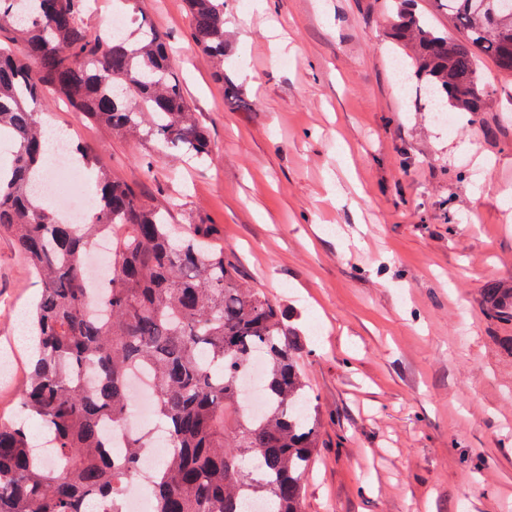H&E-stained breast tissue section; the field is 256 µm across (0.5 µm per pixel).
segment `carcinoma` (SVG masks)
<instances>
[{"label":"carcinoma","instance_id":"obj_1","mask_svg":"<svg viewBox=\"0 0 512 512\" xmlns=\"http://www.w3.org/2000/svg\"><path fill=\"white\" fill-rule=\"evenodd\" d=\"M392 43L413 69L430 111L480 112L487 91L480 64L512 73V15L500 0H434L450 36L430 27L410 0H390ZM194 44L213 61L224 97V0H185ZM85 0H0V129L12 146L0 168V231L14 239L41 285L28 312L36 362L12 421L0 422V512H127L124 493L141 475L146 435L130 436L119 456L106 452L105 421L122 422L135 405L129 378L148 372L157 423L170 451L150 476L153 512H305L322 416L299 357L300 332L280 305L238 280L235 262L208 246L201 221L173 234L169 211L100 168L94 149L69 144L95 172L99 201L72 224L33 193L46 160L42 107L63 98L85 119L136 136L155 157L197 162L212 142L191 112L171 50L147 17L132 30L92 33ZM112 245L110 286L101 309L86 310L85 259L96 241ZM496 317L512 322V289L490 288ZM264 366L266 407L245 411L242 371ZM42 424L55 461L39 460L26 424Z\"/></svg>","mask_w":512,"mask_h":512}]
</instances>
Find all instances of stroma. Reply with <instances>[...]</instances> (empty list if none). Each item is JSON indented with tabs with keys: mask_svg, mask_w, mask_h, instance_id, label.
Instances as JSON below:
<instances>
[{
	"mask_svg": "<svg viewBox=\"0 0 512 512\" xmlns=\"http://www.w3.org/2000/svg\"><path fill=\"white\" fill-rule=\"evenodd\" d=\"M224 0V97L190 36L184 0H138L174 49L214 154L146 168L143 140L115 137L61 100L49 122L98 164L204 220L240 281L304 335L323 415L306 512H512V336L483 301L512 286V73L481 70L487 101L454 129L401 85L382 0H266L257 28ZM38 286L0 232V382L12 418L31 369L20 320Z\"/></svg>",
	"mask_w": 512,
	"mask_h": 512,
	"instance_id": "1",
	"label": "stroma"
}]
</instances>
